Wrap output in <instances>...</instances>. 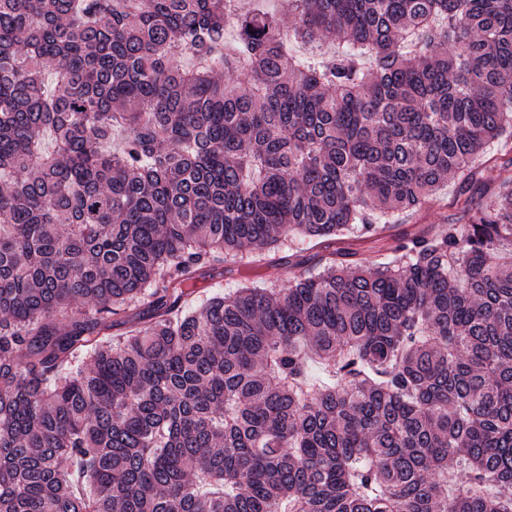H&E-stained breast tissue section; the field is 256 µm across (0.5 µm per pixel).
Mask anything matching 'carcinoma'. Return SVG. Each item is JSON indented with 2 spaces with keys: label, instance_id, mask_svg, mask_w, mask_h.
I'll list each match as a JSON object with an SVG mask.
<instances>
[{
  "label": "carcinoma",
  "instance_id": "obj_1",
  "mask_svg": "<svg viewBox=\"0 0 512 512\" xmlns=\"http://www.w3.org/2000/svg\"><path fill=\"white\" fill-rule=\"evenodd\" d=\"M226 2L0 0V512H512V0ZM456 189L455 183L447 184L440 192L438 200L413 218L404 216L390 218V222L384 224L385 234L392 238H400L405 231L421 229L429 224H448L456 216L452 203ZM317 249L308 240L297 239L288 243V247L266 253V260L259 268L260 283L275 284L280 287L288 285L289 279L303 273L308 263L300 264L308 259ZM339 246L349 247L357 251V256L354 259H357L359 264L365 268H373L382 261L377 249L372 248L370 244H366L361 240L346 239L345 243ZM233 267L221 255L219 261L211 267L210 276L207 275L205 279L199 282L197 292L184 299L181 304L182 309L189 311L197 309L206 298H209L215 292L224 293V296L233 295L241 287L244 275L243 267Z\"/></svg>",
  "mask_w": 512,
  "mask_h": 512
}]
</instances>
